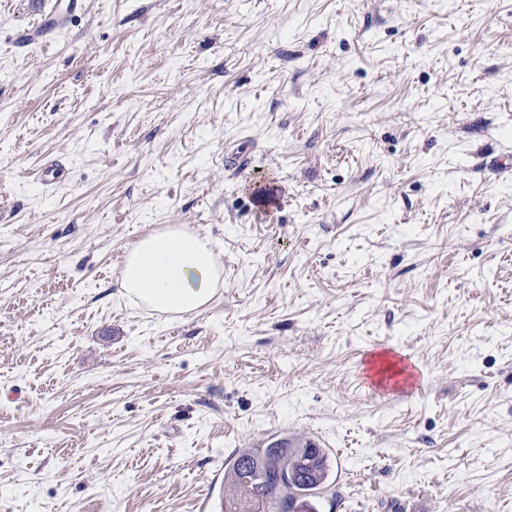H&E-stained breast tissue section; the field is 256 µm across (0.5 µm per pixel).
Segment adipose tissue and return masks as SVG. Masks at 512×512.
<instances>
[{"instance_id": "obj_1", "label": "adipose tissue", "mask_w": 512, "mask_h": 512, "mask_svg": "<svg viewBox=\"0 0 512 512\" xmlns=\"http://www.w3.org/2000/svg\"><path fill=\"white\" fill-rule=\"evenodd\" d=\"M223 273L206 239L173 224L128 249L120 281L128 296L176 317L208 305L224 285Z\"/></svg>"}]
</instances>
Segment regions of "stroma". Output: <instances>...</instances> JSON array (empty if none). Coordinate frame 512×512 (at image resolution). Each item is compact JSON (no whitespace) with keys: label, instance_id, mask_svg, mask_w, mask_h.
<instances>
[{"label":"stroma","instance_id":"35a3bbf8","mask_svg":"<svg viewBox=\"0 0 512 512\" xmlns=\"http://www.w3.org/2000/svg\"><path fill=\"white\" fill-rule=\"evenodd\" d=\"M43 8L0 0V512H198L283 436L352 472L318 512H512V0H86L18 44ZM168 224L224 266L179 319L119 282ZM55 16L45 11L27 27L19 30V37L28 44L46 40L54 29Z\"/></svg>","mask_w":512,"mask_h":512}]
</instances>
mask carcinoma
Here are the masks:
<instances>
[{"label": "carcinoma", "instance_id": "cac0c4a2", "mask_svg": "<svg viewBox=\"0 0 512 512\" xmlns=\"http://www.w3.org/2000/svg\"><path fill=\"white\" fill-rule=\"evenodd\" d=\"M330 480L326 453L309 441L284 437L276 448L243 449L225 466L232 497L224 502V512L263 501L267 512H317L314 499Z\"/></svg>", "mask_w": 512, "mask_h": 512}]
</instances>
